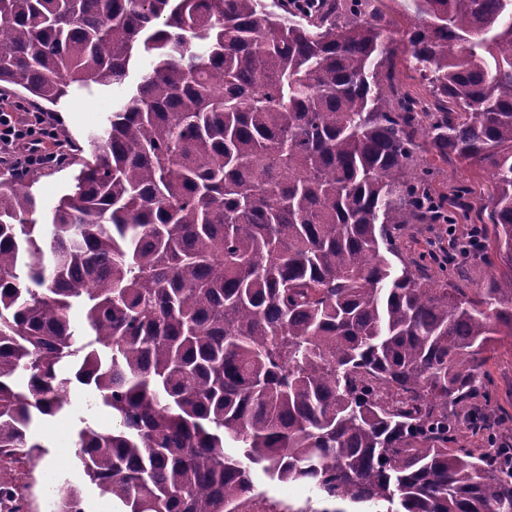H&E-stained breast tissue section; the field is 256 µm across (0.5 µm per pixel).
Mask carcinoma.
<instances>
[{
	"label": "carcinoma",
	"mask_w": 512,
	"mask_h": 512,
	"mask_svg": "<svg viewBox=\"0 0 512 512\" xmlns=\"http://www.w3.org/2000/svg\"><path fill=\"white\" fill-rule=\"evenodd\" d=\"M378 2L0 0V92L148 60L91 158L51 134L81 169L48 223L3 168L0 496L76 381L115 425L75 463L119 512H246L256 470L308 488L289 512H512L485 370L512 338V0H409L401 40ZM431 150L487 173L479 211Z\"/></svg>",
	"instance_id": "obj_1"
}]
</instances>
